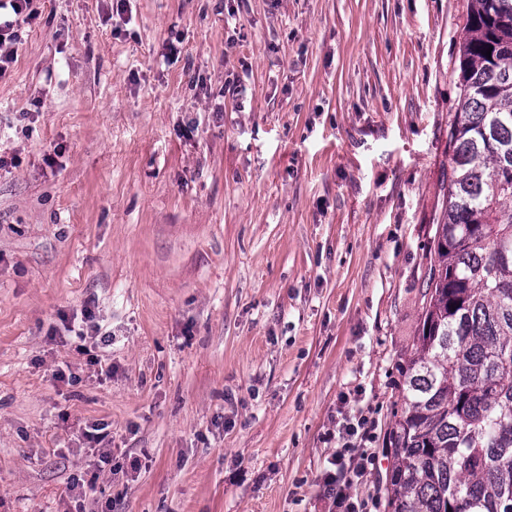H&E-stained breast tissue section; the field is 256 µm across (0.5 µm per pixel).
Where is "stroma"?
Listing matches in <instances>:
<instances>
[{
    "label": "stroma",
    "instance_id": "stroma-1",
    "mask_svg": "<svg viewBox=\"0 0 512 512\" xmlns=\"http://www.w3.org/2000/svg\"><path fill=\"white\" fill-rule=\"evenodd\" d=\"M34 6L0 78V512L91 475L85 512H329L358 415L349 493L387 512L471 0ZM345 455L339 454L332 458L330 464L335 467L334 472L326 471L324 474V483L329 487L333 507L343 509L342 512H362L364 504L356 503L347 492L348 484L351 478H363L369 470V465L373 464L374 454L363 452L357 459L350 457L348 462ZM349 474V478L340 484L341 477ZM361 508V510H359Z\"/></svg>",
    "mask_w": 512,
    "mask_h": 512
}]
</instances>
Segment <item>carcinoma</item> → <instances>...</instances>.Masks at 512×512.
I'll return each instance as SVG.
<instances>
[{
	"label": "carcinoma",
	"instance_id": "carcinoma-1",
	"mask_svg": "<svg viewBox=\"0 0 512 512\" xmlns=\"http://www.w3.org/2000/svg\"><path fill=\"white\" fill-rule=\"evenodd\" d=\"M458 61L388 512H512V0H471Z\"/></svg>",
	"mask_w": 512,
	"mask_h": 512
}]
</instances>
